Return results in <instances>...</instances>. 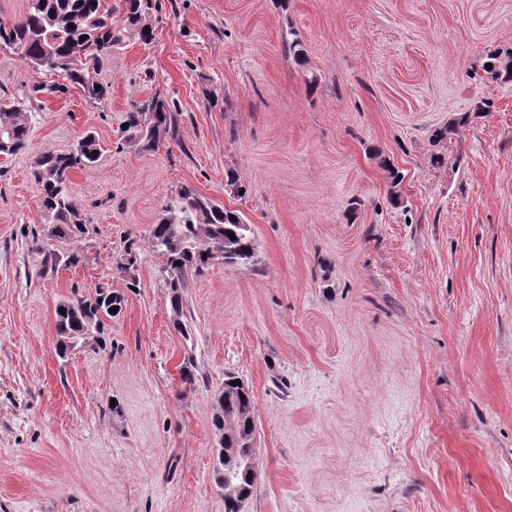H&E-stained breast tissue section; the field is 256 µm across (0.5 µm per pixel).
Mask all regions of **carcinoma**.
<instances>
[{
  "instance_id": "cac0c4a2",
  "label": "carcinoma",
  "mask_w": 512,
  "mask_h": 512,
  "mask_svg": "<svg viewBox=\"0 0 512 512\" xmlns=\"http://www.w3.org/2000/svg\"><path fill=\"white\" fill-rule=\"evenodd\" d=\"M125 25L112 21V8L104 0H29L28 11L18 21H0V45L9 48L35 71L63 76L83 91L90 101L102 104L109 100L107 85L91 77V67L112 52V46L126 38L144 44L154 40L149 18L150 0H123ZM123 123L127 138L143 152H154L168 142H178L176 112L170 103L153 97L125 113ZM6 129L0 147L5 155L27 148L30 127L24 110L0 103V129ZM99 155L98 143L88 134L74 151L65 154L43 151L33 161L32 176L50 222L47 231L58 239H79L89 234L87 222L67 190L69 174L75 168L94 164ZM235 238H230L228 232ZM153 252L165 261L163 272L173 312H183L187 283L185 274L202 276L219 254L224 262L248 266L255 263L256 247L251 226L233 211L214 204L193 188L181 187L163 207L148 240ZM138 260V248L130 243L117 259L115 269L124 274ZM123 295L98 287L93 295L72 291L61 300L56 313L58 351H69L72 340L82 336H101L105 320L119 315ZM116 310L109 311V308ZM253 396L238 377H224V402L215 415L214 427L219 434L215 449L219 487L224 490V512H241L257 481L254 457ZM232 456L223 460V454Z\"/></svg>"
}]
</instances>
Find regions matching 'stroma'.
Returning <instances> with one entry per match:
<instances>
[{"instance_id":"35a3bbf8","label":"stroma","mask_w":512,"mask_h":512,"mask_svg":"<svg viewBox=\"0 0 512 512\" xmlns=\"http://www.w3.org/2000/svg\"><path fill=\"white\" fill-rule=\"evenodd\" d=\"M152 4V44L98 69L103 106L31 97L51 74L0 49V101L30 126L0 155V512H224L228 373L254 397L243 512H512V81L487 68L512 51V0ZM156 95L179 141L144 153L121 126ZM89 132L100 157L68 185L93 232L63 243L31 166ZM184 185L236 211L257 252L189 277L185 337L148 247ZM129 240L132 289L114 267ZM53 250L78 264L43 272ZM99 286L121 314L59 357L57 302Z\"/></svg>"}]
</instances>
